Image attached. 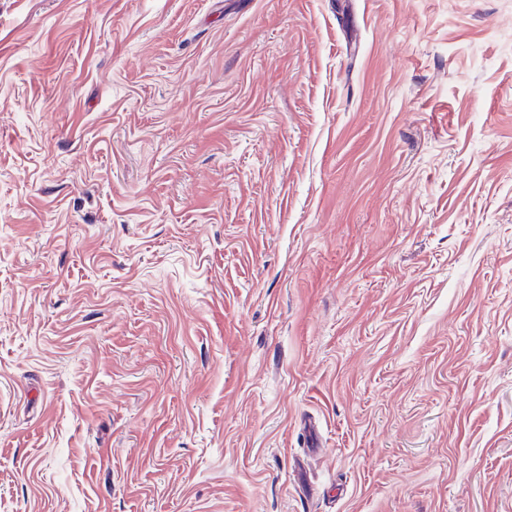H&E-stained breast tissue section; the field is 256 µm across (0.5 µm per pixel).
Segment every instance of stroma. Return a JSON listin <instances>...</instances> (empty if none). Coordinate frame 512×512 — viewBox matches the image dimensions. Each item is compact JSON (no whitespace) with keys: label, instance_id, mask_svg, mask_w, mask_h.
<instances>
[{"label":"stroma","instance_id":"1","mask_svg":"<svg viewBox=\"0 0 512 512\" xmlns=\"http://www.w3.org/2000/svg\"><path fill=\"white\" fill-rule=\"evenodd\" d=\"M0 512H512V0H0Z\"/></svg>","mask_w":512,"mask_h":512}]
</instances>
